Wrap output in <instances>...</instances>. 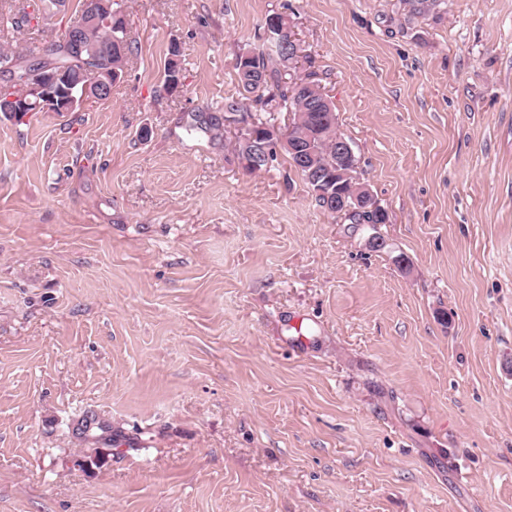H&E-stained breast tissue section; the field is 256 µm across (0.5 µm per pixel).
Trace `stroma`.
Masks as SVG:
<instances>
[{"label": "stroma", "instance_id": "1", "mask_svg": "<svg viewBox=\"0 0 512 512\" xmlns=\"http://www.w3.org/2000/svg\"><path fill=\"white\" fill-rule=\"evenodd\" d=\"M124 10L109 102L0 114V512H512V0ZM275 12L388 223L214 129Z\"/></svg>", "mask_w": 512, "mask_h": 512}]
</instances>
